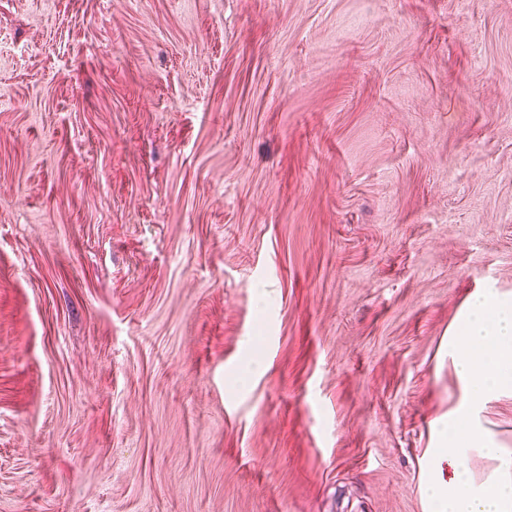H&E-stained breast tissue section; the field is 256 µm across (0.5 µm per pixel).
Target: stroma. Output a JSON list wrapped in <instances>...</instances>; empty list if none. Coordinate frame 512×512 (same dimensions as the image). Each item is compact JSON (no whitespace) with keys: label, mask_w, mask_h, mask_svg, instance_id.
Here are the masks:
<instances>
[{"label":"stroma","mask_w":512,"mask_h":512,"mask_svg":"<svg viewBox=\"0 0 512 512\" xmlns=\"http://www.w3.org/2000/svg\"><path fill=\"white\" fill-rule=\"evenodd\" d=\"M484 291L512 0H0V512H432Z\"/></svg>","instance_id":"obj_1"}]
</instances>
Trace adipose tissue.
I'll use <instances>...</instances> for the list:
<instances>
[{
	"mask_svg": "<svg viewBox=\"0 0 512 512\" xmlns=\"http://www.w3.org/2000/svg\"><path fill=\"white\" fill-rule=\"evenodd\" d=\"M451 346L466 392L439 442L455 444L458 451L449 461L447 483L430 482L426 494L433 512H512V449L497 447L474 418L490 399L512 392V298L474 295ZM476 456L492 466L485 478L472 468Z\"/></svg>",
	"mask_w": 512,
	"mask_h": 512,
	"instance_id": "adipose-tissue-1",
	"label": "adipose tissue"
}]
</instances>
